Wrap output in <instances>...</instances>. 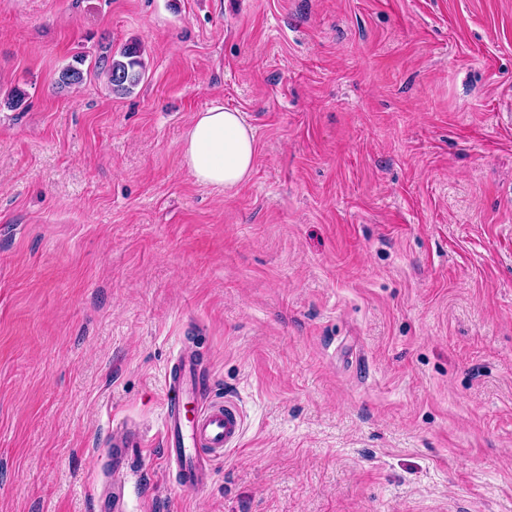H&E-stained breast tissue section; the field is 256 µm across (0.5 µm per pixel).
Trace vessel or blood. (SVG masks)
I'll list each match as a JSON object with an SVG mask.
<instances>
[{
  "instance_id": "1",
  "label": "vessel or blood",
  "mask_w": 512,
  "mask_h": 512,
  "mask_svg": "<svg viewBox=\"0 0 512 512\" xmlns=\"http://www.w3.org/2000/svg\"><path fill=\"white\" fill-rule=\"evenodd\" d=\"M162 418L163 454L185 489L206 488L215 474V464L239 447L244 416L237 401L209 397V380L199 356L183 348L164 373ZM138 434L130 427L113 435L108 452L112 463V512H123L124 470L129 448Z\"/></svg>"
}]
</instances>
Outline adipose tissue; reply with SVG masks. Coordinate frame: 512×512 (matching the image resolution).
<instances>
[{
    "label": "adipose tissue",
    "mask_w": 512,
    "mask_h": 512,
    "mask_svg": "<svg viewBox=\"0 0 512 512\" xmlns=\"http://www.w3.org/2000/svg\"><path fill=\"white\" fill-rule=\"evenodd\" d=\"M255 134L243 114L223 105L196 113L183 141V161L201 184L232 189L250 176Z\"/></svg>",
    "instance_id": "adipose-tissue-1"
}]
</instances>
